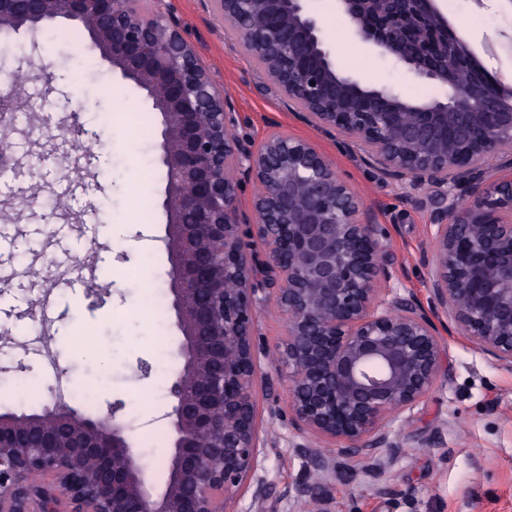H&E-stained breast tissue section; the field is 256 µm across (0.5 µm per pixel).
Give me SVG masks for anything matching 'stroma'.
<instances>
[{
    "instance_id": "1",
    "label": "stroma",
    "mask_w": 512,
    "mask_h": 512,
    "mask_svg": "<svg viewBox=\"0 0 512 512\" xmlns=\"http://www.w3.org/2000/svg\"><path fill=\"white\" fill-rule=\"evenodd\" d=\"M185 38L236 113V137L261 144L283 131L313 141L341 176L362 195L382 242L394 258L393 283L429 305L423 260L433 233L431 188L412 189L361 161L340 136L317 130L300 108L287 106L266 90L258 65L245 54L236 32L214 12L209 0H168ZM453 26L463 29L474 50L500 32L512 33V17L495 0H441ZM338 70L367 85H390L415 98L439 95L438 86L414 81L386 59L372 54L336 13V0H310ZM59 39L38 55L61 79L53 97L29 79L35 106L34 141L18 140L16 153L36 150L45 157L37 178L28 173L0 181V201L22 206L31 182L44 196L71 199L74 218L64 219L40 205L23 208L22 220L0 224V379H31L34 363L52 347L73 385L92 384L99 394L89 414L122 402L132 437L149 463L155 484L171 432L163 415L170 409L167 387L180 361L174 351L181 334L169 307L170 267L163 237L166 170L158 160L160 116L145 94L119 70L102 61L86 68L87 31L64 19L52 25ZM100 136L69 138L62 152L70 168L58 166L54 150L59 126L70 111ZM133 112L131 126H104V114ZM67 270V281L48 288L36 272ZM43 306L50 341L29 334L32 304ZM436 325L446 348L448 376L414 411L401 431L402 455L386 468L384 491L365 484L353 466L342 467L325 492L328 512H512V370L449 334L447 317ZM270 445L264 462L271 484L265 512H299L294 492L306 476L299 437L280 422L264 420ZM440 447H432L434 437Z\"/></svg>"
}]
</instances>
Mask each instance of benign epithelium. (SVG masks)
<instances>
[{"instance_id": "obj_1", "label": "benign epithelium", "mask_w": 512, "mask_h": 512, "mask_svg": "<svg viewBox=\"0 0 512 512\" xmlns=\"http://www.w3.org/2000/svg\"><path fill=\"white\" fill-rule=\"evenodd\" d=\"M256 59L265 87L361 159L416 188L436 189L430 307L391 283L393 258L364 199L308 139L274 133L252 148L166 0H0V29L33 35L58 18L80 24L100 59L146 92L161 116L159 159L168 288L183 366L165 414V482L121 415L71 405L61 383L37 413L0 415V512H232L244 485L262 512L255 320L275 309L286 329L264 357L288 380L287 423L304 442V512H326L323 482L342 461L370 485L403 452L393 427L446 380L448 331L512 369V81L492 74L439 0H337L353 34L438 97L370 88L336 70L309 0H211ZM19 164L0 140V170ZM239 170L258 186L242 217Z\"/></svg>"}]
</instances>
